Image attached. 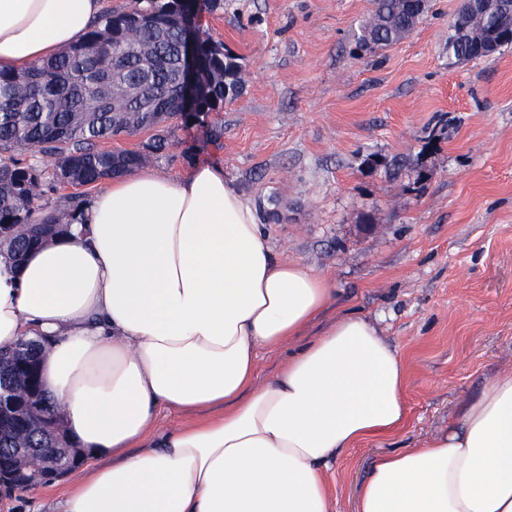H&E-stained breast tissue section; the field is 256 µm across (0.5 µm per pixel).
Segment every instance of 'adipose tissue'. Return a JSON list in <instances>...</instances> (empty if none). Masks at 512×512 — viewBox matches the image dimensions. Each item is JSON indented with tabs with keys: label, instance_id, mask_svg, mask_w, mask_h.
<instances>
[{
	"label": "adipose tissue",
	"instance_id": "adipose-tissue-1",
	"mask_svg": "<svg viewBox=\"0 0 512 512\" xmlns=\"http://www.w3.org/2000/svg\"><path fill=\"white\" fill-rule=\"evenodd\" d=\"M103 0H0V70L74 44ZM333 300L279 262L217 166L107 179L65 232L0 254V348L46 339L44 391L96 466L63 512H334L336 455L406 420L403 358L376 324L338 317L259 384ZM169 407L207 419L158 432ZM359 512H512V372L420 448L377 458Z\"/></svg>",
	"mask_w": 512,
	"mask_h": 512
}]
</instances>
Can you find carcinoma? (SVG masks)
I'll use <instances>...</instances> for the list:
<instances>
[{"label":"carcinoma","instance_id":"cac0c4a2","mask_svg":"<svg viewBox=\"0 0 512 512\" xmlns=\"http://www.w3.org/2000/svg\"><path fill=\"white\" fill-rule=\"evenodd\" d=\"M183 8L180 0H136L129 10L103 14L59 55L20 72L0 71V251L18 259L78 219L76 205L34 217L47 207L44 196L52 189L37 168L39 159L54 160L52 176L67 168L85 184L142 163L138 152L115 154L97 142L110 135L134 134L178 115L175 48ZM423 16L416 0H374L371 15L354 38L368 49L388 46L409 34ZM490 38L487 21L475 16L465 34L448 35V59H477L475 44ZM114 52L125 55L124 70L115 75L106 64ZM200 52L207 94L197 111L211 112L238 95L239 65L205 32ZM112 77L125 87V111L114 112L109 105L92 116L79 115L88 91ZM38 223L47 225L41 236L36 234ZM19 358L37 362L18 344L3 352L0 393L25 388L26 378L16 373ZM24 416L30 425L43 424L47 415L41 399L27 406ZM41 443L39 433L24 431L8 418L0 421V448H36Z\"/></svg>","mask_w":512,"mask_h":512}]
</instances>
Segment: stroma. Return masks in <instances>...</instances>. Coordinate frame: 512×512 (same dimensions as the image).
<instances>
[{
  "instance_id": "obj_1",
  "label": "stroma",
  "mask_w": 512,
  "mask_h": 512,
  "mask_svg": "<svg viewBox=\"0 0 512 512\" xmlns=\"http://www.w3.org/2000/svg\"><path fill=\"white\" fill-rule=\"evenodd\" d=\"M462 0H428L376 52L352 34L373 0H211L201 28L241 66L238 96L99 146L177 177L217 165L254 205L276 259L325 276L334 300L293 346L352 313L407 370V422L339 454L335 512H358L373 461L421 447L512 370V46L449 64ZM71 474L5 512H60Z\"/></svg>"
}]
</instances>
